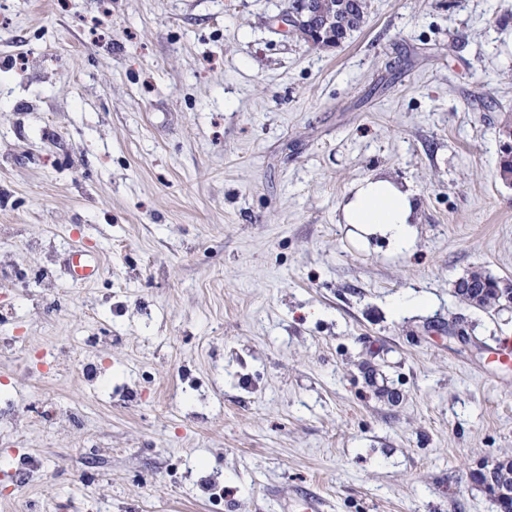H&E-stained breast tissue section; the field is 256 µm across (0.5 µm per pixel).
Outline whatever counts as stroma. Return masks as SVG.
<instances>
[{
	"instance_id": "35a3bbf8",
	"label": "stroma",
	"mask_w": 512,
	"mask_h": 512,
	"mask_svg": "<svg viewBox=\"0 0 512 512\" xmlns=\"http://www.w3.org/2000/svg\"><path fill=\"white\" fill-rule=\"evenodd\" d=\"M0 512H498L512 456V0H368L318 50L288 0H4ZM417 193L359 244L350 186ZM102 260L74 284L63 254ZM416 192L391 177L374 176L354 182L340 204L342 224H349L355 237L379 235L397 252L409 251L417 229ZM470 291V290H469ZM469 291H464V286L461 284L458 287L457 295L467 304L481 309H492L496 306L497 303L500 302V296H498L496 288H487L485 291L477 294L476 296H471ZM510 461L512 462V458L508 457L503 460H498L492 465L480 463L476 468L470 471V480L473 483H475L476 480H479V483L486 489V491L497 499L501 511H503L501 508V503L503 502L510 503L511 501L512 506V492H509L503 485L498 484L499 470L497 466L508 465Z\"/></svg>"
}]
</instances>
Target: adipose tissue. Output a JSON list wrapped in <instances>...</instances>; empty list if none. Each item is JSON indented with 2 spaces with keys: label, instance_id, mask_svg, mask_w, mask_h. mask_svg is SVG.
Returning a JSON list of instances; mask_svg holds the SVG:
<instances>
[{
  "label": "adipose tissue",
  "instance_id": "ef3b65f1",
  "mask_svg": "<svg viewBox=\"0 0 512 512\" xmlns=\"http://www.w3.org/2000/svg\"><path fill=\"white\" fill-rule=\"evenodd\" d=\"M416 193L387 176L354 182L341 205V221L359 239L386 238L397 252L409 251L416 236Z\"/></svg>",
  "mask_w": 512,
  "mask_h": 512
}]
</instances>
